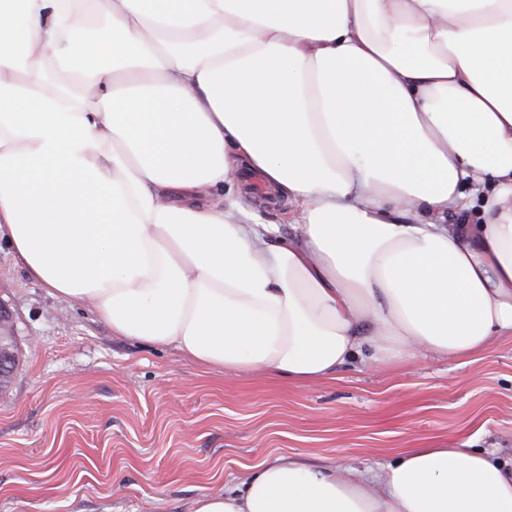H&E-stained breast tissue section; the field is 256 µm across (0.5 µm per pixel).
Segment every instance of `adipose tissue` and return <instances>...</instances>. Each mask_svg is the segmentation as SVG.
I'll list each match as a JSON object with an SVG mask.
<instances>
[{"instance_id":"obj_1","label":"adipose tissue","mask_w":512,"mask_h":512,"mask_svg":"<svg viewBox=\"0 0 512 512\" xmlns=\"http://www.w3.org/2000/svg\"><path fill=\"white\" fill-rule=\"evenodd\" d=\"M243 168L291 237L217 197ZM1 236L207 368L471 360L512 336V0H0ZM193 512H512V460L277 456Z\"/></svg>"}]
</instances>
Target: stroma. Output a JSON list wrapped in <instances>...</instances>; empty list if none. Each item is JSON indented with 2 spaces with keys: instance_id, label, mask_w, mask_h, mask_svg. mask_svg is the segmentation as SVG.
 Returning <instances> with one entry per match:
<instances>
[{
  "instance_id": "35a3bbf8",
  "label": "stroma",
  "mask_w": 512,
  "mask_h": 512,
  "mask_svg": "<svg viewBox=\"0 0 512 512\" xmlns=\"http://www.w3.org/2000/svg\"><path fill=\"white\" fill-rule=\"evenodd\" d=\"M257 224L291 233L295 205L235 183ZM0 301L18 365L0 390V512H190L266 458L364 469L405 448L512 456V338L461 364L422 360L298 386L206 368L172 347L113 335L0 247Z\"/></svg>"
}]
</instances>
